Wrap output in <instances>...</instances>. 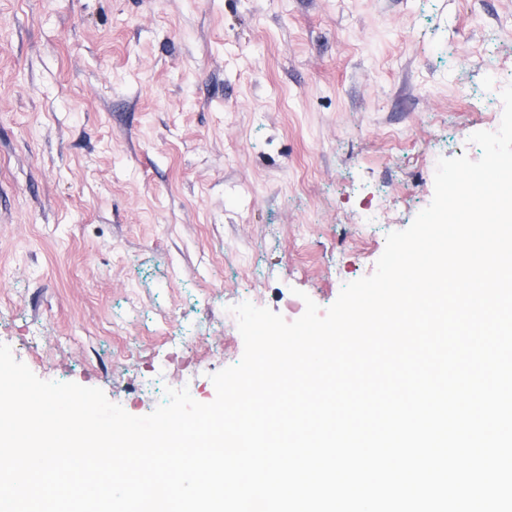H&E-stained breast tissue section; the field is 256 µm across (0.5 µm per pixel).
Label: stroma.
Segmentation results:
<instances>
[{"mask_svg":"<svg viewBox=\"0 0 512 512\" xmlns=\"http://www.w3.org/2000/svg\"><path fill=\"white\" fill-rule=\"evenodd\" d=\"M510 84L512 0H0V343L134 416L213 401L225 307L373 274Z\"/></svg>","mask_w":512,"mask_h":512,"instance_id":"obj_1","label":"stroma"}]
</instances>
